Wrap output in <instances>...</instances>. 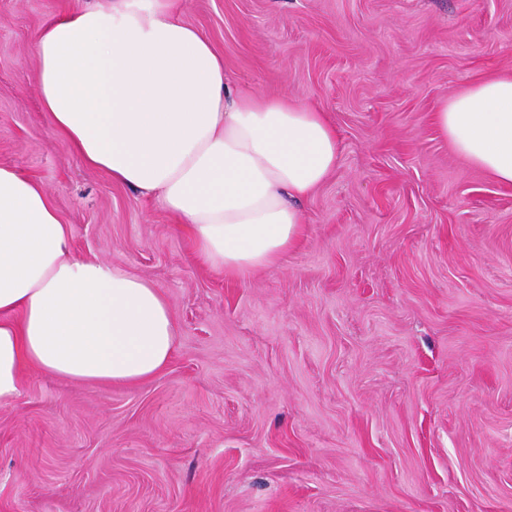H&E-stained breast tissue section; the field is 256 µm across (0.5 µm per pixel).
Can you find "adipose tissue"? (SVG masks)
<instances>
[{"label":"adipose tissue","instance_id":"ef3b65f1","mask_svg":"<svg viewBox=\"0 0 512 512\" xmlns=\"http://www.w3.org/2000/svg\"><path fill=\"white\" fill-rule=\"evenodd\" d=\"M180 13L181 0H76L33 40L40 102L85 164L158 198L208 266L243 276L299 238V203L335 170L338 139L324 112L233 88L223 54ZM436 121L460 156L512 183V74L445 99ZM174 346L160 289L75 257L46 189L1 164L0 404L19 395L22 365L132 384Z\"/></svg>","mask_w":512,"mask_h":512}]
</instances>
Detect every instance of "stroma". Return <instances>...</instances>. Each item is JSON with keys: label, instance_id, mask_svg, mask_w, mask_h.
<instances>
[{"label": "stroma", "instance_id": "obj_1", "mask_svg": "<svg viewBox=\"0 0 512 512\" xmlns=\"http://www.w3.org/2000/svg\"><path fill=\"white\" fill-rule=\"evenodd\" d=\"M70 2L0 0V164L76 256L162 291L175 347L135 384L22 367L0 512H512V185L434 120L512 73V0H183L236 88L339 141L298 242L242 280L50 131L31 45Z\"/></svg>", "mask_w": 512, "mask_h": 512}]
</instances>
